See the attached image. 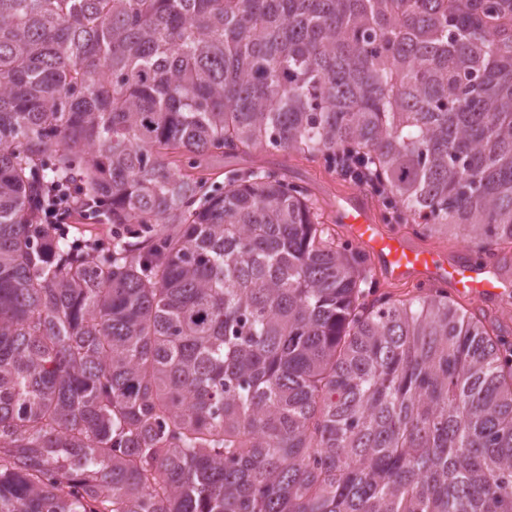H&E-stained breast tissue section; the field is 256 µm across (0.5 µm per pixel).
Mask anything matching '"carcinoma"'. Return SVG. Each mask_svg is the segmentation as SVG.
<instances>
[{"instance_id": "cac0c4a2", "label": "carcinoma", "mask_w": 512, "mask_h": 512, "mask_svg": "<svg viewBox=\"0 0 512 512\" xmlns=\"http://www.w3.org/2000/svg\"><path fill=\"white\" fill-rule=\"evenodd\" d=\"M263 145L499 264L512 0H0V512H512V331L201 171ZM68 225H70V240H81L89 236L105 237L108 233L107 224H98L97 219L89 214L78 216L72 224Z\"/></svg>"}]
</instances>
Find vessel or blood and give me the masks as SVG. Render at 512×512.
Segmentation results:
<instances>
[{"label": "vessel or blood", "instance_id": "obj_1", "mask_svg": "<svg viewBox=\"0 0 512 512\" xmlns=\"http://www.w3.org/2000/svg\"><path fill=\"white\" fill-rule=\"evenodd\" d=\"M335 220L344 225L351 239L371 256L388 280L445 283L477 300L512 295V283L497 277L491 268L462 260L448 261L447 257L411 245L399 233L385 229L363 192L345 194L336 207Z\"/></svg>", "mask_w": 512, "mask_h": 512}]
</instances>
